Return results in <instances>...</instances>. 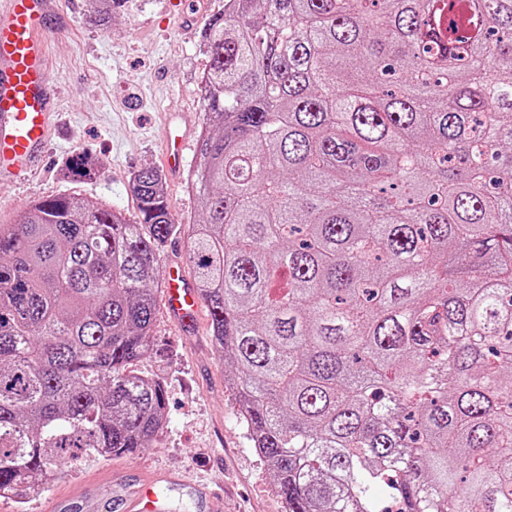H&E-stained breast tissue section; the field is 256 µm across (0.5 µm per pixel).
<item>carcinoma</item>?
I'll use <instances>...</instances> for the list:
<instances>
[{"instance_id": "carcinoma-1", "label": "carcinoma", "mask_w": 512, "mask_h": 512, "mask_svg": "<svg viewBox=\"0 0 512 512\" xmlns=\"http://www.w3.org/2000/svg\"><path fill=\"white\" fill-rule=\"evenodd\" d=\"M204 42L185 258L286 512H512V0H225ZM133 192L0 224V497L166 423L129 367L177 225Z\"/></svg>"}]
</instances>
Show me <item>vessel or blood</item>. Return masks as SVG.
I'll return each mask as SVG.
<instances>
[{
    "instance_id": "vessel-or-blood-1",
    "label": "vessel or blood",
    "mask_w": 512,
    "mask_h": 512,
    "mask_svg": "<svg viewBox=\"0 0 512 512\" xmlns=\"http://www.w3.org/2000/svg\"><path fill=\"white\" fill-rule=\"evenodd\" d=\"M60 14L57 0H0V178L33 172L55 129L56 103L43 35ZM189 133L169 122L166 157L179 170ZM169 314L192 327L199 297L183 267L170 264L164 279ZM156 476L128 475L122 480L93 481L77 491L53 497L49 512H168L155 489Z\"/></svg>"
}]
</instances>
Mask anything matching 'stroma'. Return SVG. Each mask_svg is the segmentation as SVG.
Here are the masks:
<instances>
[{
    "label": "stroma",
    "instance_id": "1",
    "mask_svg": "<svg viewBox=\"0 0 512 512\" xmlns=\"http://www.w3.org/2000/svg\"><path fill=\"white\" fill-rule=\"evenodd\" d=\"M183 2L178 11L169 0H121L104 27L90 0H69L66 23L43 36L60 129L45 147L43 167L23 179H0V224L11 223L17 209L62 192L135 216L133 177L145 166L162 170L175 222L196 220L187 179L163 171V115L181 112L202 128L198 85L208 64L202 40L209 20L223 14L224 0ZM76 150L97 161L93 179L62 176ZM211 332L208 309H201L193 330L184 331L157 302L153 349L131 369L163 382L164 429L147 448L85 463L40 493L21 489L0 498V512H47L53 495L137 470L179 472L208 490L203 507L191 488L170 491L171 512H285L273 476L239 420Z\"/></svg>",
    "mask_w": 512,
    "mask_h": 512
}]
</instances>
